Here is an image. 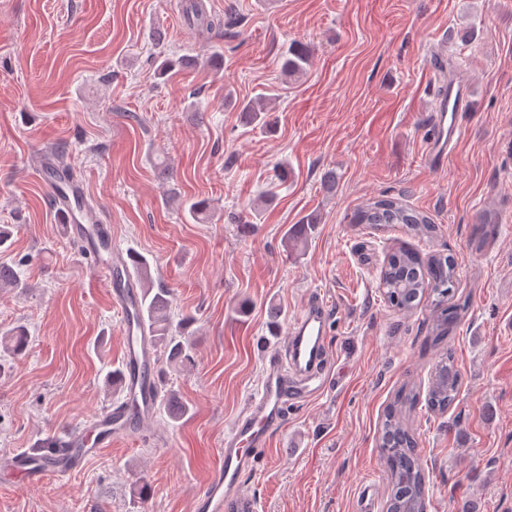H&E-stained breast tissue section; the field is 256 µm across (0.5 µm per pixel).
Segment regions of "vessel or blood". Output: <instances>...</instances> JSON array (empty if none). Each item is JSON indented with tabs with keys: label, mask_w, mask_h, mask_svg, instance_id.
I'll return each mask as SVG.
<instances>
[{
	"label": "vessel or blood",
	"mask_w": 512,
	"mask_h": 512,
	"mask_svg": "<svg viewBox=\"0 0 512 512\" xmlns=\"http://www.w3.org/2000/svg\"><path fill=\"white\" fill-rule=\"evenodd\" d=\"M467 98L465 87L443 88L434 97L432 114L433 134L429 139L428 160L443 165L452 151V141L460 133L459 113ZM47 187L62 207L70 237L90 256H97L99 239L88 225L79 223L74 204L58 183ZM97 277L104 283L124 318L123 333L126 342V371L123 385L127 395L138 397L137 423H145L158 401L157 389L142 391L140 372L152 367L153 361L147 343L138 325L131 320L130 288L121 286L116 269L101 265ZM331 320V308L324 296H317L303 316L293 325L285 338L283 356L270 360L269 369L261 381L257 395L247 410L237 419L218 450V464L211 481L196 497L197 512H257L254 499L243 489V479L255 467L258 453L269 444L271 435L288 416V407L322 391L325 379L319 365L326 353V330ZM120 408L113 407L98 415L101 424L100 446H107L112 433L123 430ZM93 449L78 446L75 437L54 442L44 449L37 463L26 466V480L40 482L54 476L64 478L78 464L93 456Z\"/></svg>",
	"instance_id": "vessel-or-blood-1"
}]
</instances>
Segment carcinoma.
<instances>
[{
	"mask_svg": "<svg viewBox=\"0 0 512 512\" xmlns=\"http://www.w3.org/2000/svg\"><path fill=\"white\" fill-rule=\"evenodd\" d=\"M184 17L194 27L211 30L224 25L220 18L207 14L203 0H185L182 5ZM312 61V51L303 43H295L278 60L280 74L295 80L307 73ZM197 60L189 57L162 59L156 69L159 78L166 77L176 68L191 66ZM246 123L269 122V99L258 96L238 104ZM352 224H367L373 228L401 226L415 236L432 238L437 226L424 211L417 210L403 200L383 197L368 201L357 208L350 217ZM140 289L136 318L148 324L151 344L163 348L165 365L159 367L160 383L166 381V370L184 372L195 364V348L190 336L184 334L191 319L183 320L173 328L170 318L172 300L167 288L155 287L149 261L139 255L133 256ZM456 281L455 266L450 256L435 253L427 259L410 248L400 247L388 257L379 272V288L390 305L399 311L411 312L425 300L430 299L431 341L440 345L448 338L453 321L448 319V299ZM20 274L5 262L0 263V288H16ZM4 343L12 350L23 349L28 343V330L18 324L4 331ZM461 388V373L453 353L440 354L430 373L426 392L429 411L443 415L456 403ZM420 393L416 387L405 385L386 407L378 431V445L386 458L389 471V494L386 512H401L410 500L417 512H427L428 487L424 464L417 453V440L412 418L419 404ZM162 406L175 421L189 413V405L174 391L167 392Z\"/></svg>",
	"mask_w": 512,
	"mask_h": 512,
	"instance_id": "1",
	"label": "carcinoma"
}]
</instances>
